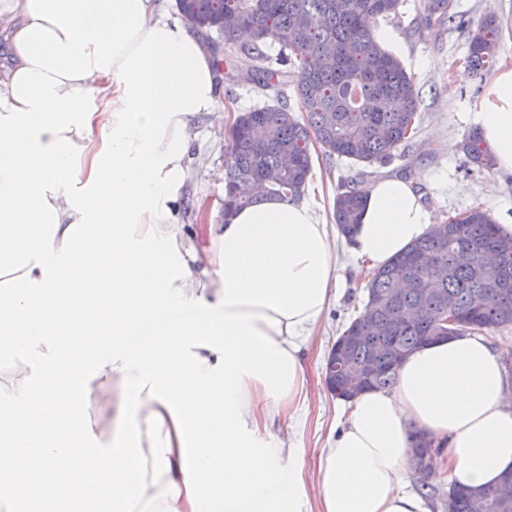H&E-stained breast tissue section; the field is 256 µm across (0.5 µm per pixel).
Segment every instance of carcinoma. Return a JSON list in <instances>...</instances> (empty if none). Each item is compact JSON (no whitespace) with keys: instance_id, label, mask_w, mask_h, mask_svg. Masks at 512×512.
I'll use <instances>...</instances> for the list:
<instances>
[{"instance_id":"obj_1","label":"carcinoma","mask_w":512,"mask_h":512,"mask_svg":"<svg viewBox=\"0 0 512 512\" xmlns=\"http://www.w3.org/2000/svg\"><path fill=\"white\" fill-rule=\"evenodd\" d=\"M179 14L198 20L204 41L224 42L228 52L211 51L216 73L242 66L264 91L280 87L285 98L288 67L294 68L295 93L302 115L288 105H264L238 115L229 127L226 148L224 213L269 197L295 200L305 191L312 168L311 145L328 158L355 166L390 162L417 130L418 92L398 57L372 34L368 22L395 17L401 0H176ZM430 16L454 21L451 0H430ZM498 45V26L485 16L470 32L469 70L488 68ZM463 151L479 168L495 156L481 133L472 131ZM367 192L356 186L336 195L334 220L339 232L354 234ZM496 255L490 263L486 256ZM364 311L336 338L345 368L332 373L327 387L336 397L357 384L353 394L389 389L396 382L397 354L409 355L422 337L448 329V335L483 333L512 326V236L480 207L432 226L430 232L378 270L368 273ZM457 323H442L448 301ZM413 321L403 323L405 313ZM377 354L379 373L356 381L353 370ZM417 488L434 497L441 480L417 479ZM493 488L448 484V512H512V503L495 505Z\"/></svg>"}]
</instances>
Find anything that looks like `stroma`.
<instances>
[{
  "label": "stroma",
  "instance_id": "obj_1",
  "mask_svg": "<svg viewBox=\"0 0 512 512\" xmlns=\"http://www.w3.org/2000/svg\"><path fill=\"white\" fill-rule=\"evenodd\" d=\"M452 4L462 24L441 27L427 21V0H404L397 17L378 21L390 35L386 49L401 59L414 78L419 92L418 132L410 147L398 149L391 164L374 167L373 177L408 178L434 221L478 206L498 223L512 224V175L475 167L462 150L474 128V104L491 78L490 73L476 75L467 68V29L483 16L494 15L501 31L498 59L512 61V0H452ZM228 127L219 113H200L194 123L185 159L187 175L177 203V219L185 236H192L195 224L224 221ZM311 152L312 170L302 198L316 203L320 220L330 224L338 186L354 178L357 169L345 160L325 161L319 146H312ZM337 254L343 266L340 287L304 353L310 397L300 413L298 429L281 432L285 438L299 436L308 450L306 466L311 471L343 412L342 400L325 383L326 359L344 325L362 312L367 298L358 259L342 247Z\"/></svg>",
  "mask_w": 512,
  "mask_h": 512
}]
</instances>
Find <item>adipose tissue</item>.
Segmentation results:
<instances>
[{"label":"adipose tissue","instance_id":"adipose-tissue-1","mask_svg":"<svg viewBox=\"0 0 512 512\" xmlns=\"http://www.w3.org/2000/svg\"><path fill=\"white\" fill-rule=\"evenodd\" d=\"M211 54L157 0H0V478L34 512H433L408 470L412 432L460 484L512 471V382L482 336L424 344L392 388L349 402L321 449L270 426L308 397L303 353L342 280L309 203L232 210L186 245L176 203L191 124L221 111ZM472 120L512 174V64ZM431 212L400 178L369 189L352 254L376 270ZM171 319L163 337L129 344ZM110 431L86 418L101 381Z\"/></svg>","mask_w":512,"mask_h":512}]
</instances>
